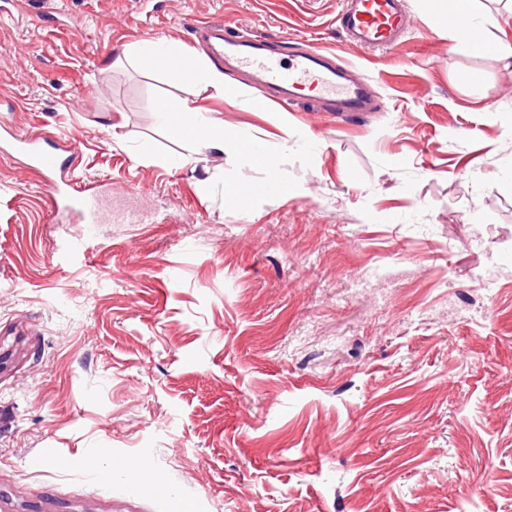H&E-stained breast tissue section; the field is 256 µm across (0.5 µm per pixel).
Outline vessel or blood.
Segmentation results:
<instances>
[{"mask_svg": "<svg viewBox=\"0 0 512 512\" xmlns=\"http://www.w3.org/2000/svg\"><path fill=\"white\" fill-rule=\"evenodd\" d=\"M337 23L346 43L366 51L400 44L409 27L407 0H344ZM193 34L205 42L209 54L225 66L247 75L251 83L266 89L268 100L309 104L314 111L350 116L370 111L371 87L353 68H339L331 52L308 47L305 42L288 44L287 58H280L273 37L241 38L223 23L188 19ZM15 151L25 155L31 168L48 179L54 214L78 221H95V195L79 181L63 176L67 157L77 156V143L68 141L63 153L45 150L40 137L15 134Z\"/></svg>", "mask_w": 512, "mask_h": 512, "instance_id": "vessel-or-blood-1", "label": "vessel or blood"}]
</instances>
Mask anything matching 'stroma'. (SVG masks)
I'll use <instances>...</instances> for the list:
<instances>
[{
	"label": "stroma",
	"instance_id": "1",
	"mask_svg": "<svg viewBox=\"0 0 512 512\" xmlns=\"http://www.w3.org/2000/svg\"><path fill=\"white\" fill-rule=\"evenodd\" d=\"M341 6L0 0V105L114 217L53 221L0 152V512H512V72L434 0L376 52ZM191 17L329 50L379 107L260 112L232 73L223 153L178 140L193 88L112 60ZM474 2V0H436L432 13L435 23L447 29L448 35L455 40L456 47L464 52H471V48H475V45L472 42H462L458 38L453 21L459 14L471 17L475 9Z\"/></svg>",
	"mask_w": 512,
	"mask_h": 512
}]
</instances>
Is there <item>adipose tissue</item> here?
<instances>
[{
  "instance_id": "1",
  "label": "adipose tissue",
  "mask_w": 512,
  "mask_h": 512,
  "mask_svg": "<svg viewBox=\"0 0 512 512\" xmlns=\"http://www.w3.org/2000/svg\"><path fill=\"white\" fill-rule=\"evenodd\" d=\"M116 65L136 64L145 68L164 70L175 81L201 85L210 97L232 104L236 101L233 89L226 82L221 69L185 47L170 42L147 53L144 45H136L117 56ZM161 119L173 137L205 142L207 148L223 151L225 146L224 119L221 113L201 106L198 100L174 97L161 109Z\"/></svg>"
}]
</instances>
